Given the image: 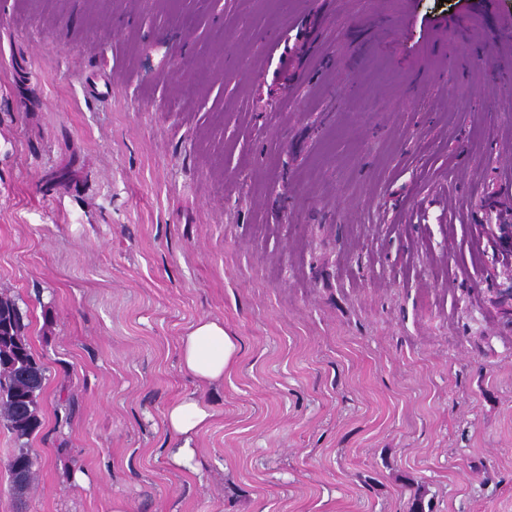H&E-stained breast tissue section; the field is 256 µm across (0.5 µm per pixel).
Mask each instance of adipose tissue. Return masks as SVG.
Returning <instances> with one entry per match:
<instances>
[{
	"instance_id": "ef3b65f1",
	"label": "adipose tissue",
	"mask_w": 512,
	"mask_h": 512,
	"mask_svg": "<svg viewBox=\"0 0 512 512\" xmlns=\"http://www.w3.org/2000/svg\"><path fill=\"white\" fill-rule=\"evenodd\" d=\"M183 368L198 382L208 385L223 382L224 374L238 362L239 344L218 320L201 318L192 323L181 338ZM210 408L195 396H184L165 411V424L174 438L169 457L184 471L196 469V435L210 422Z\"/></svg>"
}]
</instances>
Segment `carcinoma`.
Instances as JSON below:
<instances>
[{
    "mask_svg": "<svg viewBox=\"0 0 512 512\" xmlns=\"http://www.w3.org/2000/svg\"><path fill=\"white\" fill-rule=\"evenodd\" d=\"M46 381L47 368L32 351L19 299L0 294V426L16 442L8 473L24 471L21 482L10 481L12 494L20 501L30 497L38 482V460L30 439L41 425Z\"/></svg>",
    "mask_w": 512,
    "mask_h": 512,
    "instance_id": "cac0c4a2",
    "label": "carcinoma"
}]
</instances>
